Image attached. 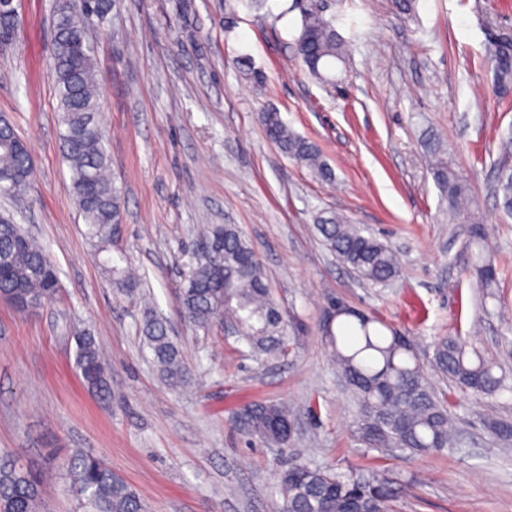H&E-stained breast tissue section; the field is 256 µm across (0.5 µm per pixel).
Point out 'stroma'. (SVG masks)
<instances>
[{
  "label": "stroma",
  "mask_w": 512,
  "mask_h": 512,
  "mask_svg": "<svg viewBox=\"0 0 512 512\" xmlns=\"http://www.w3.org/2000/svg\"><path fill=\"white\" fill-rule=\"evenodd\" d=\"M54 0H20L13 41L0 48V114L28 143L23 194L0 199L45 246L59 296L31 314L0 301V458L45 476V512H84L58 472L75 452L120 475L150 512H271L276 473L298 461L341 474L382 475L392 512H512V445L489 430L512 423V392L461 393L437 379L460 445L428 457L363 447L355 408L328 360L318 323L328 297L374 314L416 339L423 362L442 336H459L512 365V219L494 191L499 141L512 128V88L487 67L491 43L512 38V0H327L351 54L332 83L296 56L294 0H114L90 42L100 73L109 173L122 190L114 247L138 272L136 294L103 273L66 190L58 100L50 66ZM247 57L265 76L241 72ZM276 109L333 169L317 178L269 142L257 121ZM436 138L467 179L497 268L493 293L469 272V227L448 221L426 163ZM336 212L386 241L401 274L367 284L320 242L317 216ZM201 224H236L250 239L299 338L259 362L221 332L180 316V276ZM152 309L170 326L189 368L170 387L153 366L140 323ZM97 341L112 396L75 367L73 335ZM287 403L285 447L245 444L229 418L250 402Z\"/></svg>",
  "instance_id": "stroma-1"
}]
</instances>
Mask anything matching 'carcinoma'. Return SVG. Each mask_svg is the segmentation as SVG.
I'll use <instances>...</instances> for the list:
<instances>
[{
	"label": "carcinoma",
	"instance_id": "cac0c4a2",
	"mask_svg": "<svg viewBox=\"0 0 512 512\" xmlns=\"http://www.w3.org/2000/svg\"><path fill=\"white\" fill-rule=\"evenodd\" d=\"M320 0H303L297 53L309 73L330 81L331 69L345 62L349 45L335 28ZM107 21L112 0H55L54 37L50 60L55 74L60 144L70 169L68 191L88 227L101 265L118 290L131 294L140 286L112 257V241L122 224V195L107 176L109 158L100 118L99 80L94 50L87 35L86 9ZM18 17L9 0H0V35H15ZM495 85L512 86V41H495L490 52ZM268 139L283 153L330 181L334 173L313 142L295 134L273 108L258 113ZM496 193L501 208L512 215V131L502 136ZM430 170L448 203L451 223L474 222L471 186L431 142ZM31 174L26 145L7 118L0 117V176L14 178L8 193L19 196ZM315 230L336 260L371 284L392 281L401 268L393 249L346 217L331 213L317 219ZM201 240L223 246L222 269L212 258L196 253L185 265L181 313L196 330L208 332L233 322L237 342L248 346L258 360L273 359L288 350L294 337L285 331V318L268 286L264 267L246 235L236 224H208ZM467 262L481 286L496 282L492 252L483 229L471 230ZM56 269L44 247L9 215L0 216V297L19 312L31 311L57 297ZM319 331L330 349L336 371L356 406L358 440L386 454L429 456L454 444V418L448 399L429 380L415 340L391 329L377 317L361 313L341 301H326ZM142 334L160 375L172 386L185 381L188 370L166 322L145 313ZM435 371L460 391L492 396L507 388L508 374L496 359L486 356L460 336H444L433 343ZM76 369L91 391L109 397L112 385L95 339L76 336ZM291 422L282 403L243 406L234 428L247 438L283 446L285 426ZM73 486L86 497L89 512H145L139 495L100 459L75 454L65 465ZM43 481L33 472L0 463V512H44ZM277 512H390L391 482L385 477L358 478L295 462L277 473Z\"/></svg>",
	"mask_w": 512,
	"mask_h": 512
}]
</instances>
